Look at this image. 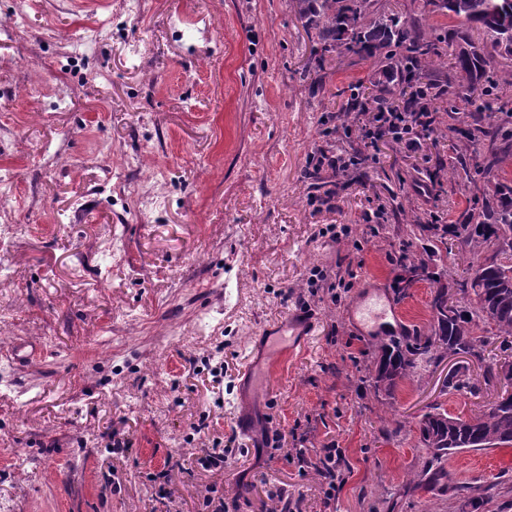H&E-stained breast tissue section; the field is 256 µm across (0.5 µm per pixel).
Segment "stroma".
Here are the masks:
<instances>
[{"mask_svg": "<svg viewBox=\"0 0 512 512\" xmlns=\"http://www.w3.org/2000/svg\"><path fill=\"white\" fill-rule=\"evenodd\" d=\"M317 46L292 0H0V347H43L26 365L0 356V512H195L211 486L245 495L239 512H270L279 491L314 512L323 479L263 448L276 430L311 460L340 450L335 512H457L408 483L424 466L416 426L512 392V338L491 347L496 371L446 355L384 405L363 380L374 336L350 308L376 289L398 332L429 328L433 282L398 297L393 257L406 216L430 209L414 183L463 144L368 147L354 129L341 145L366 161L326 210L308 157L376 69L358 55L315 69ZM378 209L384 223L366 221ZM318 269L353 276L331 298L309 286ZM303 303L308 344L263 358ZM464 364L474 391H448ZM115 431L128 451L113 453ZM217 445L223 469L201 468ZM164 469L168 483L148 481ZM446 469L452 485L496 484L512 512V446ZM258 472L266 484L243 490Z\"/></svg>", "mask_w": 512, "mask_h": 512, "instance_id": "stroma-1", "label": "stroma"}]
</instances>
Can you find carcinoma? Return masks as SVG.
Listing matches in <instances>:
<instances>
[{
  "label": "carcinoma",
  "mask_w": 512,
  "mask_h": 512,
  "mask_svg": "<svg viewBox=\"0 0 512 512\" xmlns=\"http://www.w3.org/2000/svg\"><path fill=\"white\" fill-rule=\"evenodd\" d=\"M305 27L315 33L320 49L316 68L324 69L326 56L345 51L373 59L388 83H377L378 94L354 97L341 127L351 112L363 111L374 100L391 101L405 95L410 78L424 79L426 97L416 99V110L426 113L424 123L434 131L455 133L465 139L459 156L464 171H474L464 190L481 194V205L467 213L461 224H424L418 216L405 225L409 242L397 262L405 270L426 276L436 284L431 303L430 333L415 336H381L371 344L375 354L365 381L377 398L393 396L399 381L444 355H465L485 360L487 346L512 337V182L495 175L499 163L512 156L507 121L483 117L494 112L491 92L474 99L491 53L512 58V0H423L420 11L400 15L380 13L377 0H295ZM449 16L465 28L476 27L478 45L462 30L448 35L427 23V16ZM452 61H447V58ZM452 64L459 78L458 97L464 106L450 102L433 106L432 90L441 86L432 67ZM453 242L459 253L476 260L474 272L464 280L448 277V269L436 272L442 253ZM493 253L481 257L486 248ZM473 296V309L458 305V293ZM418 444L428 454V464L411 485L450 490L459 512H477L491 502L486 489L442 484L448 457L464 450L512 445V394L503 395L477 414L465 419L447 411L428 413L418 422Z\"/></svg>",
  "instance_id": "carcinoma-1"
}]
</instances>
